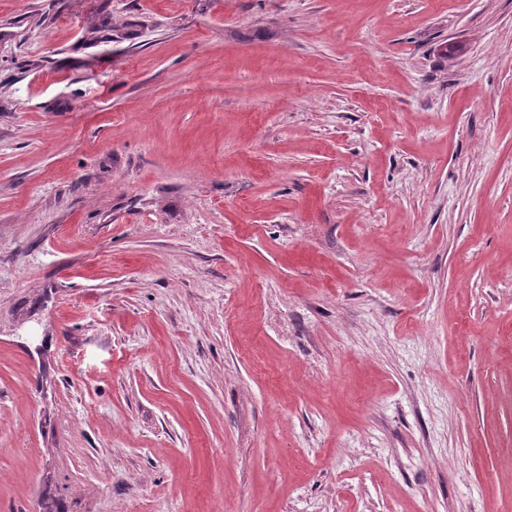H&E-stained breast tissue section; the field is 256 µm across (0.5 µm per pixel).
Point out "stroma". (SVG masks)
<instances>
[{"mask_svg": "<svg viewBox=\"0 0 512 512\" xmlns=\"http://www.w3.org/2000/svg\"><path fill=\"white\" fill-rule=\"evenodd\" d=\"M0 512H512V0H0Z\"/></svg>", "mask_w": 512, "mask_h": 512, "instance_id": "1", "label": "stroma"}]
</instances>
